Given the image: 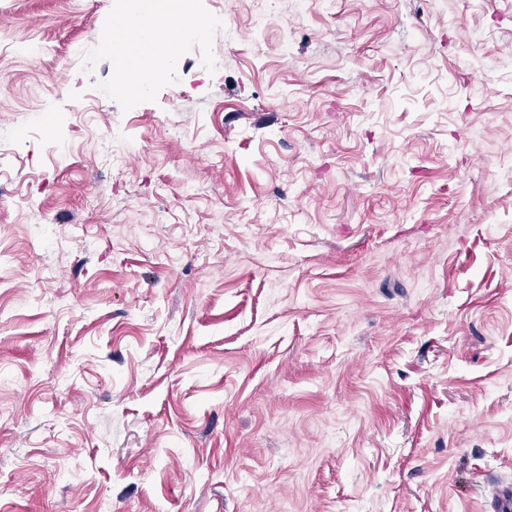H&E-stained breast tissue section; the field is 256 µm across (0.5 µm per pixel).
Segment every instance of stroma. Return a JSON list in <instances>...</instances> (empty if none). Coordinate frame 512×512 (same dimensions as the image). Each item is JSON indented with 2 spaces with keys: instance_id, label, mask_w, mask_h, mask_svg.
I'll return each mask as SVG.
<instances>
[{
  "instance_id": "obj_1",
  "label": "stroma",
  "mask_w": 512,
  "mask_h": 512,
  "mask_svg": "<svg viewBox=\"0 0 512 512\" xmlns=\"http://www.w3.org/2000/svg\"><path fill=\"white\" fill-rule=\"evenodd\" d=\"M189 5L0 0V512H498L512 0ZM156 2H164L163 7H157ZM151 13L164 22L163 29L142 23V15H152ZM118 21V25L112 29L111 50L122 52L127 69L131 71L138 68L142 76L151 71L150 58L142 59L138 63L129 56L126 47L130 41L158 45L164 53L172 54L187 35L201 34L206 29L205 23L195 21L193 16L187 13L184 0L132 1L118 13ZM130 78L136 79L137 71H131Z\"/></svg>"
}]
</instances>
